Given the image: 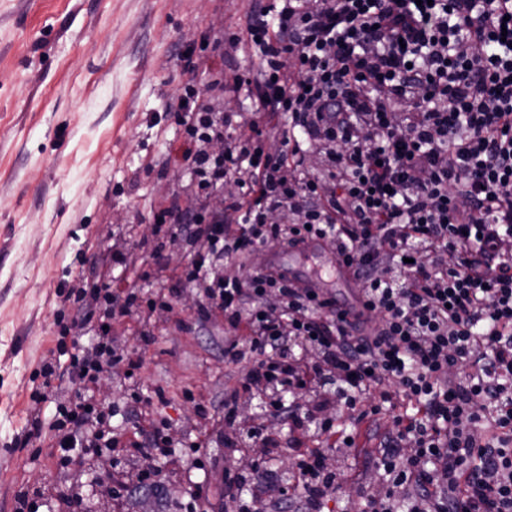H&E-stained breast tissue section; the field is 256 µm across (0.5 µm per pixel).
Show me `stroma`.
I'll return each instance as SVG.
<instances>
[{
	"label": "stroma",
	"instance_id": "35a3bbf8",
	"mask_svg": "<svg viewBox=\"0 0 512 512\" xmlns=\"http://www.w3.org/2000/svg\"><path fill=\"white\" fill-rule=\"evenodd\" d=\"M248 10V0H0V512H18L23 498L34 512H60L71 495L85 512H191L197 488L198 506L220 512L225 464L249 473L262 461L249 451L225 460L213 432L225 388L247 370L224 362L222 313L199 319L205 297L192 283L162 295L188 249L171 242L160 266L151 255L154 210L190 179L176 157L179 129L163 110L185 83L232 115L233 137H251L255 122L263 148L282 144L287 117L269 126L250 102L206 88L201 43L242 33ZM190 58L197 71L187 69ZM116 253L126 268L113 266ZM105 270L141 305L113 316L106 335L94 321L74 325L77 308L65 300ZM64 336L77 338L78 355L102 352L94 384L43 376ZM129 355L141 356L139 370L130 371ZM159 388L169 404L153 419L172 420L152 452L160 494L140 482L141 458L110 446L133 433L130 406ZM80 400L108 414L82 433L100 434L110 478L80 449L65 460L51 454L57 411ZM326 416L334 429L359 431L357 447H322L316 434L277 419L269 428L283 448L276 469L288 475L297 454L321 448L338 478L332 512H359L358 486L378 481L372 462L390 423L357 421L340 402ZM36 419L43 429L32 437Z\"/></svg>",
	"mask_w": 512,
	"mask_h": 512
}]
</instances>
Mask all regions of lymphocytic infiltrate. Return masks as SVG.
<instances>
[{"instance_id":"lymphocytic-infiltrate-1","label":"lymphocytic infiltrate","mask_w":512,"mask_h":512,"mask_svg":"<svg viewBox=\"0 0 512 512\" xmlns=\"http://www.w3.org/2000/svg\"><path fill=\"white\" fill-rule=\"evenodd\" d=\"M245 34L258 66L230 81L217 65L209 83L287 116L283 149L226 141L231 116L184 86L165 109L193 190L205 198L233 178L240 192L220 211L159 208L152 250L160 261L167 237L195 244L182 281L233 330L225 361L255 356L224 395L226 456L255 440L281 454L264 424L240 428L243 394L321 435L331 426L318 415L338 398L393 422L375 461L384 488H360L362 512H512V0H250ZM315 145L329 168L313 178ZM284 208L297 222L272 223ZM307 233L355 265L371 335L324 317L325 302L273 271L225 278V259ZM302 343L318 362L296 355ZM296 386L315 392L310 407L283 399ZM102 416L82 402L64 411L59 450ZM276 477L225 466V512H323L337 480L316 450L299 455L291 496L262 500Z\"/></svg>"}]
</instances>
